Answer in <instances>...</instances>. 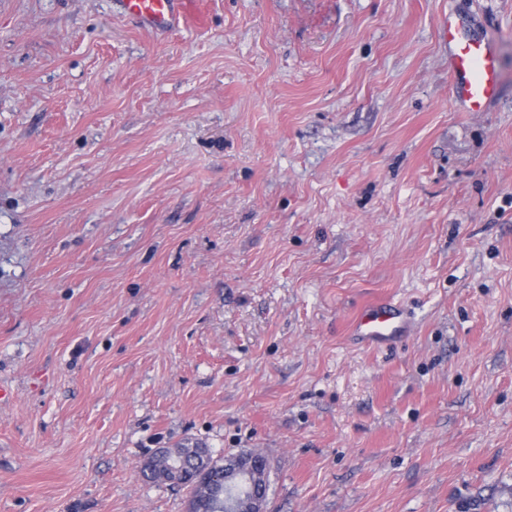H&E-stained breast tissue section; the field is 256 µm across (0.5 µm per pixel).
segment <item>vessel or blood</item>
Returning a JSON list of instances; mask_svg holds the SVG:
<instances>
[{
    "mask_svg": "<svg viewBox=\"0 0 512 512\" xmlns=\"http://www.w3.org/2000/svg\"><path fill=\"white\" fill-rule=\"evenodd\" d=\"M130 17L143 26L169 33L202 21V0H120ZM439 37L448 45L451 94L468 112L484 111L499 92L498 60L491 38L476 34L464 20L446 15L438 25ZM353 334L361 343L381 347L414 330L404 307L386 300L365 306L355 318Z\"/></svg>",
    "mask_w": 512,
    "mask_h": 512,
    "instance_id": "1",
    "label": "vessel or blood"
}]
</instances>
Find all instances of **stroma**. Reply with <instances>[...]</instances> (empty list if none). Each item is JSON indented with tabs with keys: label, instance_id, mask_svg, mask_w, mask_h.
I'll return each mask as SVG.
<instances>
[{
	"label": "stroma",
	"instance_id": "stroma-1",
	"mask_svg": "<svg viewBox=\"0 0 512 512\" xmlns=\"http://www.w3.org/2000/svg\"><path fill=\"white\" fill-rule=\"evenodd\" d=\"M204 2L0 0V512H186L142 469L188 442L268 512H512V0ZM130 17L143 26L169 33L203 19L201 0H119ZM439 37L448 45L451 94L467 112H483L499 92L498 60L493 40L476 34L464 20L444 15ZM352 329L361 343L381 347L409 336L414 323L400 303L386 300L365 306L355 318Z\"/></svg>",
	"mask_w": 512,
	"mask_h": 512
}]
</instances>
